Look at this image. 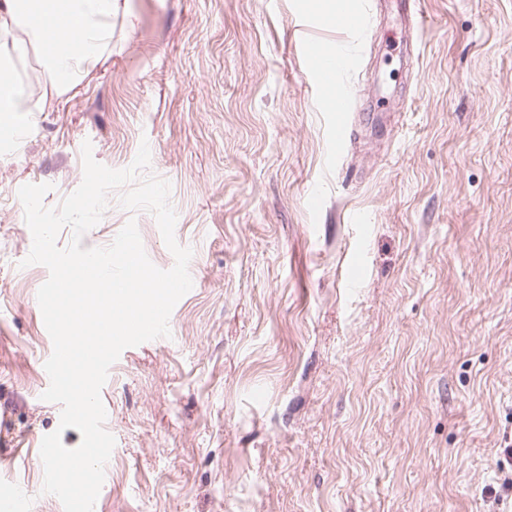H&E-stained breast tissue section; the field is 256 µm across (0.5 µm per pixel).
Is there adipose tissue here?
I'll list each match as a JSON object with an SVG mask.
<instances>
[{
	"label": "adipose tissue",
	"mask_w": 512,
	"mask_h": 512,
	"mask_svg": "<svg viewBox=\"0 0 512 512\" xmlns=\"http://www.w3.org/2000/svg\"><path fill=\"white\" fill-rule=\"evenodd\" d=\"M117 0H0V115L24 109L26 92L15 77L17 62L41 50L47 83L57 96L78 95L79 73L107 60L112 13ZM64 17L55 33L46 18Z\"/></svg>",
	"instance_id": "adipose-tissue-1"
}]
</instances>
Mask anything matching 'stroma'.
Returning a JSON list of instances; mask_svg holds the SVG:
<instances>
[{"label": "stroma", "instance_id": "obj_1", "mask_svg": "<svg viewBox=\"0 0 512 512\" xmlns=\"http://www.w3.org/2000/svg\"><path fill=\"white\" fill-rule=\"evenodd\" d=\"M375 12L343 74L336 136L310 43L348 45L320 0H119L106 68L43 102L37 54L0 145V489L43 493L53 351L24 266L22 185L58 207L81 148L113 169L141 142L171 184L192 289L170 337L123 350L101 389L115 446L94 512H512V0ZM111 193L83 247L154 216Z\"/></svg>", "mask_w": 512, "mask_h": 512}]
</instances>
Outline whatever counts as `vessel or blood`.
<instances>
[{
	"mask_svg": "<svg viewBox=\"0 0 512 512\" xmlns=\"http://www.w3.org/2000/svg\"><path fill=\"white\" fill-rule=\"evenodd\" d=\"M305 69L314 84L331 91L330 111L338 119L337 133L345 135L346 120L355 110V100L339 86V74L346 67L347 60L336 46L307 45L304 49Z\"/></svg>",
	"mask_w": 512,
	"mask_h": 512,
	"instance_id": "1",
	"label": "vessel or blood"
}]
</instances>
